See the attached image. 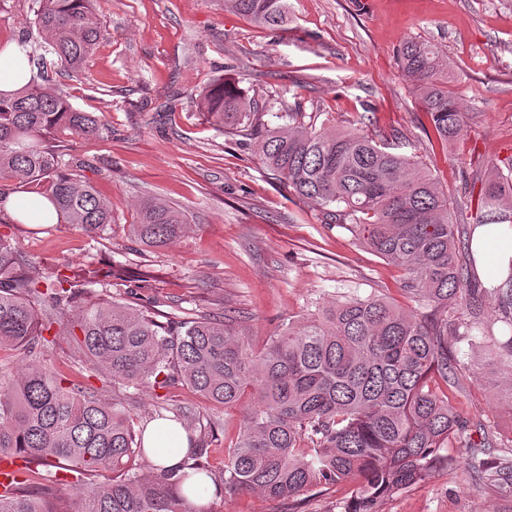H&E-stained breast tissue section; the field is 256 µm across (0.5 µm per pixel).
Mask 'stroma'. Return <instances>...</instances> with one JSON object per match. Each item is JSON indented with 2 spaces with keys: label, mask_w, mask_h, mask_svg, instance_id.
Returning a JSON list of instances; mask_svg holds the SVG:
<instances>
[{
  "label": "stroma",
  "mask_w": 512,
  "mask_h": 512,
  "mask_svg": "<svg viewBox=\"0 0 512 512\" xmlns=\"http://www.w3.org/2000/svg\"><path fill=\"white\" fill-rule=\"evenodd\" d=\"M105 31L82 73L54 74L74 108L99 115L100 135L70 139L66 157L112 204V227L92 236L75 224H19L0 213V236L41 272L92 277L96 297L125 302L111 272L141 281V305L183 319L233 320L254 346L316 304L376 294L409 311L402 273L326 223L321 207L289 193L251 147L219 131L200 110L217 78L236 81L268 125L284 109L375 140L395 139L436 177L455 223L477 224L479 192L492 165L512 163V0H288L286 29L259 27L225 11L224 0H95ZM28 38L37 48L32 0H0V44ZM436 45L453 75L448 88L464 114L458 139L442 145L396 63L404 40ZM160 197L180 208L185 235L149 248L130 233L137 205ZM460 385L448 394L465 421L446 453L450 465L384 499L380 512H507L512 491L472 484L470 446L495 439L512 448V396L486 347L451 345ZM42 360L65 381L99 385L66 342ZM209 430V463L224 464L240 410H224L189 389L171 391ZM350 483L317 486L292 500L206 490L207 512H344Z\"/></svg>",
  "instance_id": "obj_1"
}]
</instances>
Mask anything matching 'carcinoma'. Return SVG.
<instances>
[{
    "label": "carcinoma",
    "mask_w": 512,
    "mask_h": 512,
    "mask_svg": "<svg viewBox=\"0 0 512 512\" xmlns=\"http://www.w3.org/2000/svg\"><path fill=\"white\" fill-rule=\"evenodd\" d=\"M40 47L51 64L78 73L104 31L93 0H33ZM224 8L272 29L288 26V0H224ZM399 66L419 92L440 139L457 137L465 115L448 91L440 50L408 39ZM202 111L227 135L255 145L262 164L289 192L324 209L326 223L350 232L363 247L402 272V290L426 309L408 313L378 295L346 296L301 321L281 325L255 350L221 319L163 323L130 305L93 300L86 283L45 276L0 237V352L11 351L20 374L0 371V456L20 458L22 472L55 469L46 494L72 491L74 512H199L183 493L213 482L226 493L291 499L319 484L358 482L345 512H379V504L448 464L440 449L461 438L466 424L448 404L458 360L448 336L472 330L494 337L498 319L485 316L493 297L512 325V275L504 288L471 287L460 260L470 237L451 221L448 196L436 179L404 154L355 131L319 129L287 112L282 126L261 122L257 103L234 83L211 84ZM101 119L74 108L66 96L33 78L0 94V180L47 184L42 196L60 221L91 235L112 226V206L77 173H66L58 144L95 135ZM512 170L483 184L484 223H512L506 188ZM185 214L164 201L145 200L131 234L147 247L174 242ZM466 306L469 323L437 317L448 303ZM65 336L93 368L100 389L64 380L39 360ZM187 387L224 407L244 406L238 434L224 449V467L208 462L207 435L185 406L157 405V418L185 434L191 453L176 467L144 474V430L134 432L127 405L144 386ZM473 446L466 469L477 485H512V457ZM112 472V481L95 477ZM26 477L0 493V512H50L28 490Z\"/></svg>",
    "instance_id": "1"
}]
</instances>
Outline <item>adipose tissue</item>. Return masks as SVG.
Masks as SVG:
<instances>
[{
  "label": "adipose tissue",
  "instance_id": "1",
  "mask_svg": "<svg viewBox=\"0 0 512 512\" xmlns=\"http://www.w3.org/2000/svg\"><path fill=\"white\" fill-rule=\"evenodd\" d=\"M27 53V46L17 40L0 45V92L15 93L30 79L34 69ZM0 208L24 224L59 221L52 204L32 192L9 193ZM471 248L479 277L494 281L512 270V226L478 225L472 233ZM144 442L153 450L151 462L167 469L178 466L189 452L185 436L165 421L150 423L144 432Z\"/></svg>",
  "mask_w": 512,
  "mask_h": 512
}]
</instances>
